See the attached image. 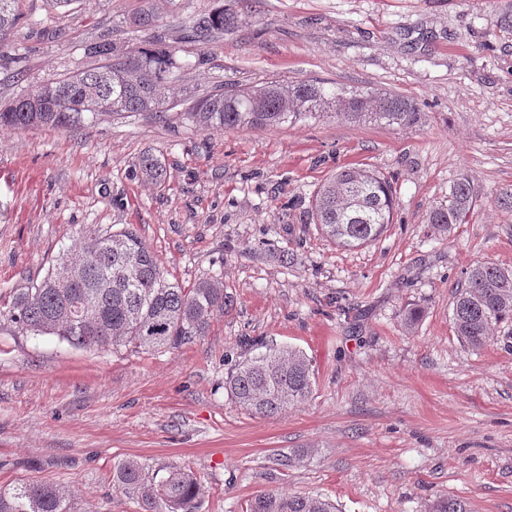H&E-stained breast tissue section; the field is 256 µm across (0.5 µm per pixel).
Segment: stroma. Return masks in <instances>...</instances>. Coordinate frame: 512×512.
I'll use <instances>...</instances> for the list:
<instances>
[{
    "instance_id": "obj_1",
    "label": "stroma",
    "mask_w": 512,
    "mask_h": 512,
    "mask_svg": "<svg viewBox=\"0 0 512 512\" xmlns=\"http://www.w3.org/2000/svg\"><path fill=\"white\" fill-rule=\"evenodd\" d=\"M24 0L0 42V106L160 41L182 103L216 86L279 80L390 91L418 103L408 128L328 117L275 130H201L176 111L100 115L66 131L0 127V294L42 278L79 229L130 227L172 278L221 279L234 298L201 339L173 350L75 349L0 321V486H61L73 512H142L115 465L190 466L199 512H244L267 492L321 496L338 512H429L441 496L512 512V322L480 349L451 325L454 292L478 261L512 268V0ZM236 28L186 33L216 7ZM153 154L164 182L139 177ZM392 176L393 222L372 244L334 246L307 212L345 168ZM468 223L432 234L430 206L460 177ZM425 316L413 331L404 309ZM308 357L304 402L260 417L224 388L252 340ZM307 450L281 474L275 454Z\"/></svg>"
}]
</instances>
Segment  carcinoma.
<instances>
[{
    "label": "carcinoma",
    "mask_w": 512,
    "mask_h": 512,
    "mask_svg": "<svg viewBox=\"0 0 512 512\" xmlns=\"http://www.w3.org/2000/svg\"><path fill=\"white\" fill-rule=\"evenodd\" d=\"M21 2L0 0V42L21 18ZM158 20L153 0H143L129 23L152 28ZM235 23L234 15L218 7L193 26L194 37L209 41ZM88 51L105 63L49 81L32 95L13 101L0 110V127L69 129L83 121L85 102L92 99L111 103L112 113L151 112L160 118L166 113L164 105L177 106L166 73L178 64L163 43L116 55L111 44L100 42ZM33 101L44 104V111H30ZM184 115L200 129L226 132L271 130L332 116L388 127H411L422 119L418 105L403 96L313 80H274L237 89L232 95L216 88L192 101ZM138 168L148 179L163 177L161 163L153 155L142 157ZM477 197L470 178H460L450 186L448 199L428 211L426 223L434 233L448 234L452 225L466 223ZM394 207L385 175L373 169H344L316 194L311 220L337 246L350 250L379 238L391 223ZM81 242L78 251L62 249L41 279L11 289L0 317L22 334L57 336L77 348L137 351L192 343L233 307V297L217 280L204 278L188 288L170 281L156 255L130 228L91 226L82 233ZM505 319H512V269L490 261L474 263L454 296V333L469 347L480 349L490 340L493 325ZM256 350L225 380V388L239 405L269 416L310 397L313 373L302 351L264 342L256 344ZM112 480L137 495L142 512H197L203 496L200 482L185 466L169 468L156 481L146 476L141 464L125 461L115 467ZM0 512H71V507L58 485L26 481L0 486ZM245 512H336V507L317 496L269 492L251 499ZM433 512H471V508L462 499L446 496Z\"/></svg>",
    "instance_id": "cac0c4a2"
}]
</instances>
